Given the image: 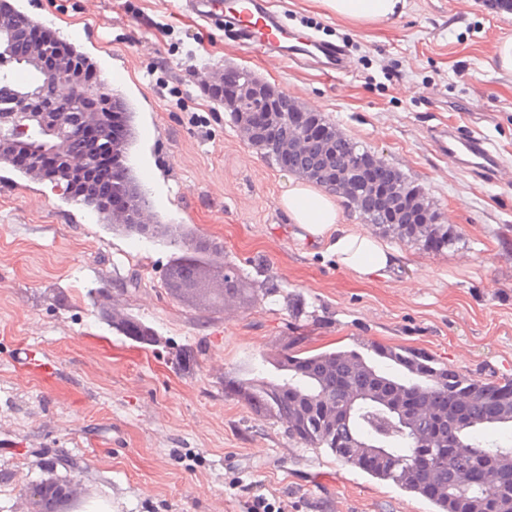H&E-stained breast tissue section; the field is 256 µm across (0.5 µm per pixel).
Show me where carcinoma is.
<instances>
[{"mask_svg":"<svg viewBox=\"0 0 512 512\" xmlns=\"http://www.w3.org/2000/svg\"><path fill=\"white\" fill-rule=\"evenodd\" d=\"M0 17L41 30L44 44L61 41L56 30L19 10L0 6ZM74 62L91 78H100L97 61L70 45ZM21 50L0 57V114L12 112L16 94L37 91L45 81L41 70L20 65ZM103 105L124 115L125 158L112 170V195H135L137 204L149 209V193L137 180L129 163L132 114L122 96L106 92ZM340 154L356 162L361 177L385 180V169L376 155L358 142L339 135ZM393 183L408 209L421 213L422 224H387L380 207L369 203L361 218L380 233L423 251L448 248L454 230L440 222L439 212L421 187L398 173ZM362 349L382 359L375 364L351 350L316 353L294 350L274 365L275 374L262 370L234 380L249 392L256 409L280 423L288 435L308 448H324L344 465L355 467L380 481L391 482L430 503L433 512H487L495 502L497 512H512V488L465 486L468 469L489 466L512 473V378L479 380L415 348L382 346L373 342ZM385 380L408 399L410 409L396 418L380 404L382 391L372 376ZM361 401L349 421H326L323 408L345 404L351 392Z\"/></svg>","mask_w":512,"mask_h":512,"instance_id":"obj_1","label":"carcinoma"}]
</instances>
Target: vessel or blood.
I'll use <instances>...</instances> for the list:
<instances>
[{
	"instance_id": "1",
	"label": "vessel or blood",
	"mask_w": 512,
	"mask_h": 512,
	"mask_svg": "<svg viewBox=\"0 0 512 512\" xmlns=\"http://www.w3.org/2000/svg\"><path fill=\"white\" fill-rule=\"evenodd\" d=\"M186 6L199 20L219 19L240 33L248 45L263 47L269 53L279 51L282 41L288 37L280 15L266 0H186ZM319 51L318 64L324 72L338 73L345 69L346 57L341 50L323 45ZM435 146L441 154L454 160L466 155L469 173L478 177L494 179L501 166L500 159L480 138L459 137L445 126L436 128Z\"/></svg>"
}]
</instances>
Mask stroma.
Masks as SVG:
<instances>
[{
	"instance_id": "1",
	"label": "stroma",
	"mask_w": 512,
	"mask_h": 512,
	"mask_svg": "<svg viewBox=\"0 0 512 512\" xmlns=\"http://www.w3.org/2000/svg\"><path fill=\"white\" fill-rule=\"evenodd\" d=\"M97 61L132 105L135 173L156 221L181 242L98 222L51 184L0 167V512H32L19 489L56 462L83 506L112 512H432L425 500L291 440L231 378L270 369L298 344L375 341L421 348L474 378L512 377V74L497 45L512 13L493 0H406L404 14L358 24L323 0H270L290 31L344 46L335 76L239 44L183 0H10ZM245 67L322 113L419 184L452 245L426 253L389 239L401 265L362 278L326 242L298 236L278 200L291 172L249 146L197 73ZM449 125L503 162L479 180L435 148ZM222 245L199 265L212 291L222 263L240 291L215 304L166 286L188 243ZM152 340L105 322L89 290ZM35 349L51 370L29 369Z\"/></svg>"
}]
</instances>
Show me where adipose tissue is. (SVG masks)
<instances>
[{"label": "adipose tissue", "instance_id": "ef3b65f1", "mask_svg": "<svg viewBox=\"0 0 512 512\" xmlns=\"http://www.w3.org/2000/svg\"><path fill=\"white\" fill-rule=\"evenodd\" d=\"M330 12L362 23L388 19L405 0H324ZM289 220L308 241L332 236L330 245L337 261L361 277H371L396 267L401 259L394 249L367 235L343 230L341 210L333 195L307 182L289 181L279 198Z\"/></svg>", "mask_w": 512, "mask_h": 512}]
</instances>
